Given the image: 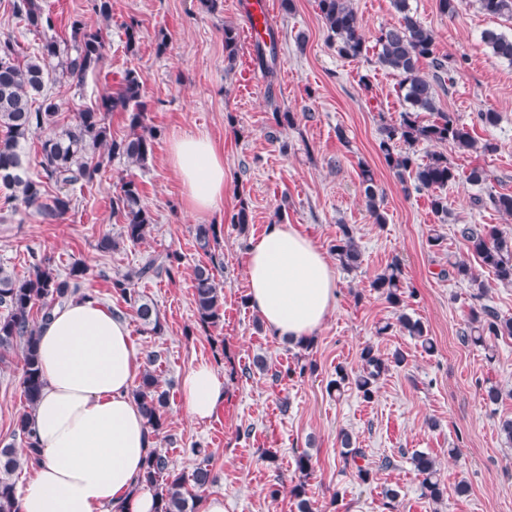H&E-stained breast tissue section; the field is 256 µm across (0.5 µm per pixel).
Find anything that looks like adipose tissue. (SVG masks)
Masks as SVG:
<instances>
[{"label":"adipose tissue","mask_w":512,"mask_h":512,"mask_svg":"<svg viewBox=\"0 0 512 512\" xmlns=\"http://www.w3.org/2000/svg\"><path fill=\"white\" fill-rule=\"evenodd\" d=\"M187 208L224 202V154L206 135L186 133L170 147ZM248 303L275 336H312L336 304V273L323 250L293 225H267L249 243ZM44 387L31 413L40 459L16 493L19 512H153L136 491L154 439L132 396L140 362L126 322L87 294L40 324ZM183 407L199 423L224 399V378L204 361L182 380Z\"/></svg>","instance_id":"obj_1"}]
</instances>
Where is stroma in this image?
<instances>
[{
  "instance_id": "1",
  "label": "stroma",
  "mask_w": 512,
  "mask_h": 512,
  "mask_svg": "<svg viewBox=\"0 0 512 512\" xmlns=\"http://www.w3.org/2000/svg\"><path fill=\"white\" fill-rule=\"evenodd\" d=\"M241 0H219L208 11L200 0H112V18L101 22L87 0H47L57 19L54 35L69 41L70 21L84 16L103 26L109 44L103 69L88 76L81 93L67 83L50 88L62 103L61 121L96 105L102 94L116 88L124 71L134 68L144 79L147 123L160 130L147 168L125 160L72 192L71 211L47 223L36 213L0 211V265L26 275L34 259L47 256L60 273L84 262L91 274L82 289L94 293L127 323L139 360L158 355L156 370L170 389L166 428L155 446L172 466L192 472L198 459L193 451L206 449L214 482L203 498L223 495L224 512H297L290 496L299 481L295 459L312 457L308 495L318 504L338 497L337 512H386L381 491L400 492V512H512V445L497 434L501 419L512 418V337L491 349L463 343L468 313L476 303L512 317V284L495 280L477 257L454 234L459 224H495L512 234V216L475 204L476 196L512 194V64L493 57L482 33L496 29L512 34V21L484 15L475 0H465L455 15L442 14L438 0H409L425 26L436 35V51L445 61L438 104L473 128L480 141L493 144L490 152H464L449 145L423 142L420 158L447 154L458 179L447 189L448 218L431 212L428 195L405 190L379 152L381 128L398 124L405 105L399 79L377 62L376 39L382 28L397 22L391 0H349L363 27L366 56L347 60L325 28L317 0H270L268 22L277 34L279 61L274 83L255 70L253 43L245 35ZM140 25L136 54L124 48L123 25ZM241 28L237 55L227 61L223 29ZM166 33L168 46L158 50L157 35ZM499 112L497 127H483L478 112ZM292 113V124L276 115ZM187 132L209 136L224 152V203L220 209L195 213L183 201L176 173L169 164L174 137ZM369 166L382 195L385 224L372 223L360 181ZM487 179L471 185L472 168ZM134 175L142 202L153 213L150 237L139 245L121 244L103 251V236L118 237L123 219L112 210L120 180ZM250 203L251 223L239 234L231 217L239 197ZM274 222L295 225L322 248H329L341 225L353 228L362 252L360 268H337L336 306L303 350L271 336L246 304V258L252 237ZM215 224L221 230L216 276L224 287V317L202 331L196 323L194 268L207 258L195 242L194 227ZM445 236L442 248L429 245L431 229ZM175 251L182 265L173 277L138 282L139 291L156 306L165 325L163 334L144 332L139 321L116 295L110 281L141 255ZM466 260L487 287H476L448 273L449 257ZM399 262L406 291L402 308H393L372 281L389 263ZM420 319L434 340L433 353L400 329L377 335L379 325L394 321L398 312ZM373 346L380 354L402 350L407 363L391 369L380 382L372 402L355 388L336 396L327 384L337 366L358 370L361 351ZM265 358L268 370L253 367ZM214 362L225 380L224 401L209 421L197 423L181 402V379L198 361ZM315 364V372L293 380H274L289 367ZM22 355L13 351L0 365V442L24 452L14 421L26 402L22 386ZM506 395L498 403L483 399L487 386ZM364 448L365 463L376 470L373 482L360 483L342 469L341 432ZM435 458L447 492L440 502L421 495L420 480L411 464L413 452ZM394 461L381 468L384 457ZM469 491L456 492L459 482ZM280 484L278 499L266 489Z\"/></svg>"
}]
</instances>
